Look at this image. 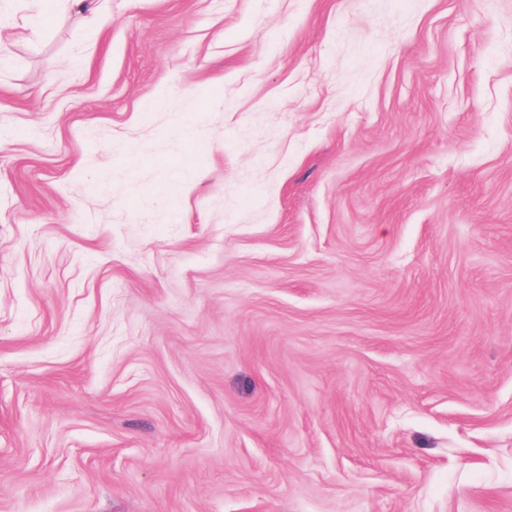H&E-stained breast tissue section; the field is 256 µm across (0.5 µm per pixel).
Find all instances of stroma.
Masks as SVG:
<instances>
[{
	"label": "stroma",
	"mask_w": 512,
	"mask_h": 512,
	"mask_svg": "<svg viewBox=\"0 0 512 512\" xmlns=\"http://www.w3.org/2000/svg\"><path fill=\"white\" fill-rule=\"evenodd\" d=\"M0 54V512H512V0H0Z\"/></svg>",
	"instance_id": "1"
}]
</instances>
